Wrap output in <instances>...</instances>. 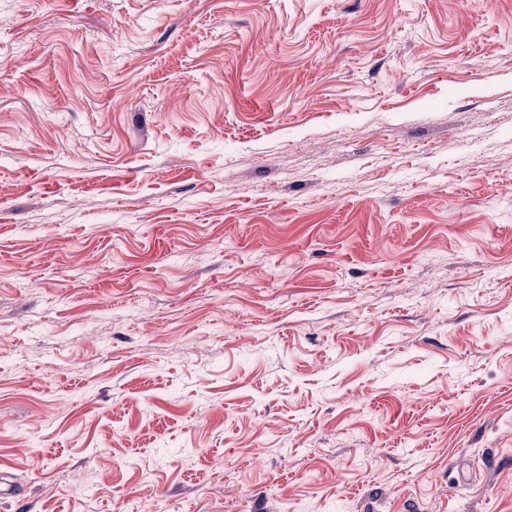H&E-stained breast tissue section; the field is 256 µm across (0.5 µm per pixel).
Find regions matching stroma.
<instances>
[{
  "label": "stroma",
  "mask_w": 512,
  "mask_h": 512,
  "mask_svg": "<svg viewBox=\"0 0 512 512\" xmlns=\"http://www.w3.org/2000/svg\"><path fill=\"white\" fill-rule=\"evenodd\" d=\"M0 512H512V0H0Z\"/></svg>",
  "instance_id": "1"
}]
</instances>
